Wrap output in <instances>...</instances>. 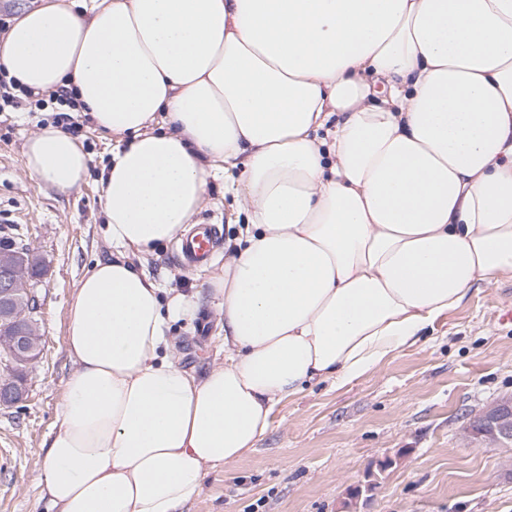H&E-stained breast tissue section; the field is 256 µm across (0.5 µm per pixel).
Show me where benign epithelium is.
<instances>
[{
    "label": "benign epithelium",
    "instance_id": "7a95c632",
    "mask_svg": "<svg viewBox=\"0 0 512 512\" xmlns=\"http://www.w3.org/2000/svg\"><path fill=\"white\" fill-rule=\"evenodd\" d=\"M32 256L31 250L0 252V318L16 328L10 335L0 336V349L8 358L0 367L1 404H11L22 397L20 374L38 360L41 352V336L36 322L29 316L31 306L19 302V295L30 290L20 287L18 267ZM470 426L479 442L494 448L511 447L512 397L470 416Z\"/></svg>",
    "mask_w": 512,
    "mask_h": 512
}]
</instances>
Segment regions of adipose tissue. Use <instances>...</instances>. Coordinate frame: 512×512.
Wrapping results in <instances>:
<instances>
[{
  "instance_id": "1",
  "label": "adipose tissue",
  "mask_w": 512,
  "mask_h": 512,
  "mask_svg": "<svg viewBox=\"0 0 512 512\" xmlns=\"http://www.w3.org/2000/svg\"><path fill=\"white\" fill-rule=\"evenodd\" d=\"M0 63L33 93L72 89L122 141L100 184L116 254L67 305L44 512H181L283 400L366 374L512 275V0H44ZM90 162L50 121L25 145L64 193ZM233 168L246 224L207 278L224 361L199 379L169 334L196 295L129 256L186 233Z\"/></svg>"
}]
</instances>
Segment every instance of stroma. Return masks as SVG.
I'll return each instance as SVG.
<instances>
[{"instance_id":"obj_1","label":"stroma","mask_w":512,"mask_h":512,"mask_svg":"<svg viewBox=\"0 0 512 512\" xmlns=\"http://www.w3.org/2000/svg\"><path fill=\"white\" fill-rule=\"evenodd\" d=\"M44 113L0 112V226L44 260L35 314L43 337L25 372L21 400L0 406V512H37V476L58 423L65 379L66 303L97 259L110 256L99 179L117 136L85 126L91 157L80 188L58 192L25 169L24 145ZM203 217L223 231L226 258L245 213L223 181L205 192ZM131 262L163 287L197 294L200 313L171 326L179 363L203 376L219 358L220 315L201 267L186 266L173 243ZM512 395V276L475 285L460 306L404 350L341 388L314 386L283 402L254 450L209 474L184 512H512V450L475 443L471 412Z\"/></svg>"}]
</instances>
